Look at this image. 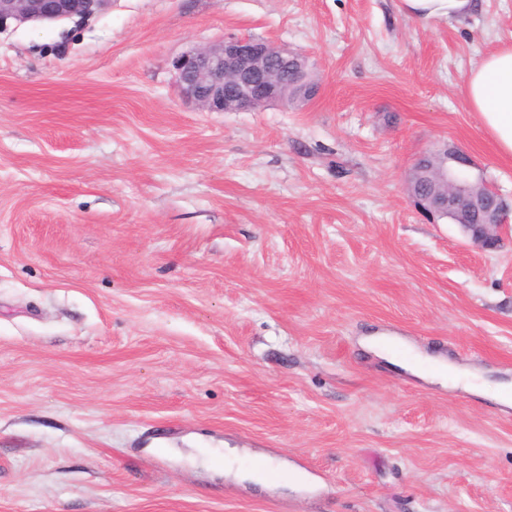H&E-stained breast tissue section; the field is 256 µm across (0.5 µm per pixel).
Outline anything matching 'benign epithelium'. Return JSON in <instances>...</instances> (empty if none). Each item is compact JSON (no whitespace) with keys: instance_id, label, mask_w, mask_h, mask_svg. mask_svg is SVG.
Instances as JSON below:
<instances>
[{"instance_id":"benign-epithelium-1","label":"benign epithelium","mask_w":512,"mask_h":512,"mask_svg":"<svg viewBox=\"0 0 512 512\" xmlns=\"http://www.w3.org/2000/svg\"><path fill=\"white\" fill-rule=\"evenodd\" d=\"M112 0H0V30L15 22L67 21L96 16ZM306 56L282 45L226 37L192 50L174 63L175 80L188 101L204 112H256L288 105L280 88L288 70L309 73ZM446 162L415 166L409 180L414 205L436 219L448 216L483 251L501 247L505 201L484 182L474 181L470 156L458 148L434 151Z\"/></svg>"}]
</instances>
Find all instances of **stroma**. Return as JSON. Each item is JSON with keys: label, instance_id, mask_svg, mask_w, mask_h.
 <instances>
[{"label": "stroma", "instance_id": "obj_1", "mask_svg": "<svg viewBox=\"0 0 512 512\" xmlns=\"http://www.w3.org/2000/svg\"><path fill=\"white\" fill-rule=\"evenodd\" d=\"M478 3L112 0L0 32V512H512V407L397 364L512 384V214L485 252L408 193L448 145L512 202L463 95L512 0ZM231 35L305 54L318 96L186 103L173 61ZM401 11L421 20H459L471 15L476 0H399Z\"/></svg>", "mask_w": 512, "mask_h": 512}]
</instances>
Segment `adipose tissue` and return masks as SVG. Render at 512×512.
<instances>
[{"mask_svg":"<svg viewBox=\"0 0 512 512\" xmlns=\"http://www.w3.org/2000/svg\"><path fill=\"white\" fill-rule=\"evenodd\" d=\"M476 7L477 0H400L405 15L421 20H459L471 15ZM464 96L499 157L512 158V43L482 55L470 68ZM404 367L411 373L425 372L434 379L512 405V390L507 385L481 381L477 375L453 369L444 359L418 356L406 361Z\"/></svg>","mask_w":512,"mask_h":512,"instance_id":"1","label":"adipose tissue"}]
</instances>
